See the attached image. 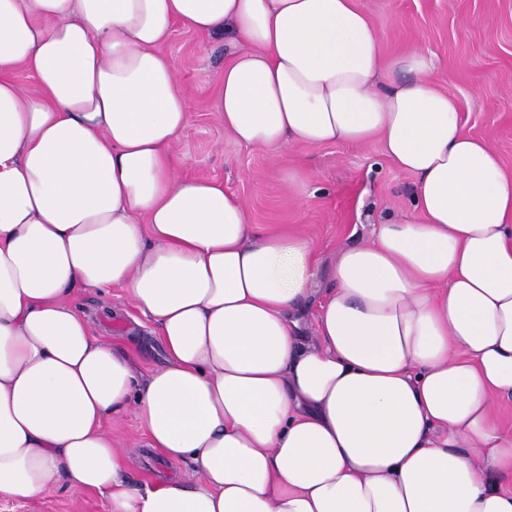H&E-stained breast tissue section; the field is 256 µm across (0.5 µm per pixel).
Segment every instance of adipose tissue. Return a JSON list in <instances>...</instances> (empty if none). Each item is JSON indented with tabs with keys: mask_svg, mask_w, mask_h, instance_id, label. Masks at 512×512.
<instances>
[{
	"mask_svg": "<svg viewBox=\"0 0 512 512\" xmlns=\"http://www.w3.org/2000/svg\"><path fill=\"white\" fill-rule=\"evenodd\" d=\"M177 23L224 38L238 143L377 141L416 175L326 295L309 235L257 233L222 184L175 174ZM436 69L384 57L357 0H0V498L62 481L112 512H512V176ZM76 286L123 288L164 366L140 378L92 335ZM128 412L189 472L131 490L105 427Z\"/></svg>",
	"mask_w": 512,
	"mask_h": 512,
	"instance_id": "1",
	"label": "adipose tissue"
}]
</instances>
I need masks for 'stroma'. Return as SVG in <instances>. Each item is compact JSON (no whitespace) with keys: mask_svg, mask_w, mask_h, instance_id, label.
I'll return each mask as SVG.
<instances>
[{"mask_svg":"<svg viewBox=\"0 0 512 512\" xmlns=\"http://www.w3.org/2000/svg\"><path fill=\"white\" fill-rule=\"evenodd\" d=\"M382 40L385 55L409 49L434 54L440 86L455 94L464 130L483 140L512 172V0H358ZM162 51L174 63L191 112L176 141L180 176L206 177L240 196L252 224L262 229L308 231L322 263L319 285H331L328 268L343 247L364 243L371 225L407 211L415 175L402 171L379 143L288 146L281 156L244 146L224 130L216 92L224 73L223 37L174 26ZM72 301L94 334L126 349L141 376L162 366L166 354L154 327L122 288L77 289ZM113 441L131 448L128 478L140 488L177 473L145 448L134 416L107 425ZM0 512H110L97 493L57 483L37 501L0 500Z\"/></svg>","mask_w":512,"mask_h":512,"instance_id":"35a3bbf8","label":"stroma"}]
</instances>
